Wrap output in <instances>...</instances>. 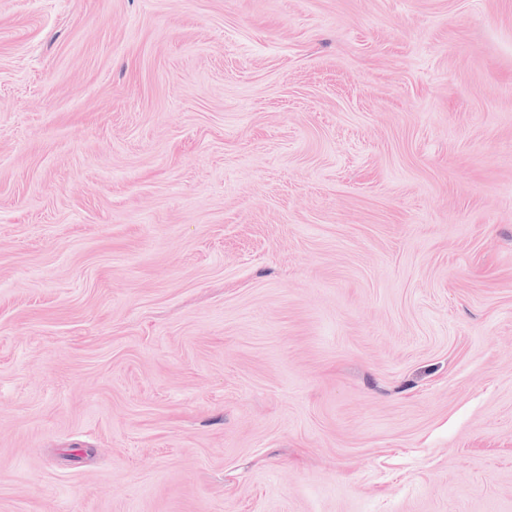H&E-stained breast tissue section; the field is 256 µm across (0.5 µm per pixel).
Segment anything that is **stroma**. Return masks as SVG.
I'll use <instances>...</instances> for the list:
<instances>
[{
    "mask_svg": "<svg viewBox=\"0 0 512 512\" xmlns=\"http://www.w3.org/2000/svg\"><path fill=\"white\" fill-rule=\"evenodd\" d=\"M0 512H512V0H0Z\"/></svg>",
    "mask_w": 512,
    "mask_h": 512,
    "instance_id": "1",
    "label": "stroma"
}]
</instances>
